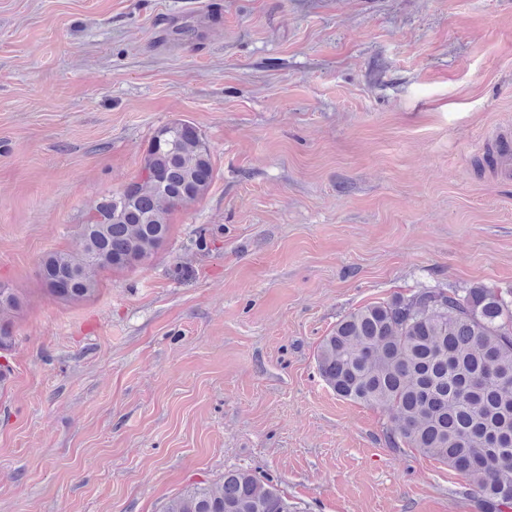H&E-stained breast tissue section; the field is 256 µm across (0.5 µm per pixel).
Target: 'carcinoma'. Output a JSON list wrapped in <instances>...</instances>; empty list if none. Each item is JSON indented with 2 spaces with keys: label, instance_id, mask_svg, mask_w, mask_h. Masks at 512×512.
I'll return each mask as SVG.
<instances>
[{
  "label": "carcinoma",
  "instance_id": "cac0c4a2",
  "mask_svg": "<svg viewBox=\"0 0 512 512\" xmlns=\"http://www.w3.org/2000/svg\"><path fill=\"white\" fill-rule=\"evenodd\" d=\"M214 170L209 146L189 122H171L149 141L141 172L80 225L81 247L55 250L39 279L58 300L93 298L92 271L134 270L170 236L174 211L200 199ZM20 308L0 284V350L12 343ZM317 368L336 396L391 414L385 438L464 475L478 512L512 509V290L421 287L343 317L317 347ZM164 512H299L274 480L229 469L196 482Z\"/></svg>",
  "mask_w": 512,
  "mask_h": 512
}]
</instances>
